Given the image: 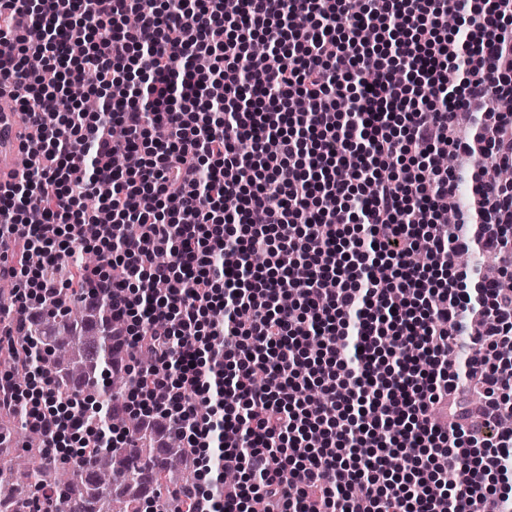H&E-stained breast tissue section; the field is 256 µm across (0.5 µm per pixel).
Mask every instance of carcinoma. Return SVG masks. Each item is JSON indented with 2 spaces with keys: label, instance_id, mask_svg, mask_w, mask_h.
<instances>
[{
  "label": "carcinoma",
  "instance_id": "obj_1",
  "mask_svg": "<svg viewBox=\"0 0 512 512\" xmlns=\"http://www.w3.org/2000/svg\"><path fill=\"white\" fill-rule=\"evenodd\" d=\"M491 179H512L492 157L481 160ZM122 321L112 317V298L90 305L72 293L44 311L0 350V367L14 381L26 380L17 355L32 350L36 363L54 373L59 394L73 390L104 409L106 426L129 434L133 448H95L93 462L76 459L69 467L55 465L38 433L22 412L0 411V512H142L141 487L177 489L192 484L193 455L171 432L169 447L153 448L134 413L120 410L130 378L112 375V362L124 354L116 333Z\"/></svg>",
  "mask_w": 512,
  "mask_h": 512
}]
</instances>
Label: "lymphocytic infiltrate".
Wrapping results in <instances>:
<instances>
[{
	"label": "lymphocytic infiltrate",
	"mask_w": 512,
	"mask_h": 512,
	"mask_svg": "<svg viewBox=\"0 0 512 512\" xmlns=\"http://www.w3.org/2000/svg\"><path fill=\"white\" fill-rule=\"evenodd\" d=\"M19 85L38 137L0 193V281L16 285L0 344L63 290L110 296L123 344L151 355L113 364L123 409L156 447L178 429L211 478L174 512H512V289L455 267L476 250L512 275V183L480 167L512 169V116L494 108L512 91V0H0V87ZM91 85L98 111H61ZM121 149L136 168H113ZM467 340L482 355L452 368ZM13 407L53 457L73 435L81 456L130 442L39 366L25 388L0 371Z\"/></svg>",
	"instance_id": "lymphocytic-infiltrate-1"
}]
</instances>
